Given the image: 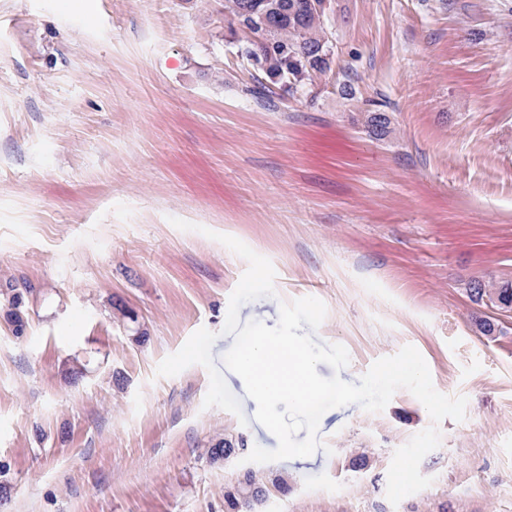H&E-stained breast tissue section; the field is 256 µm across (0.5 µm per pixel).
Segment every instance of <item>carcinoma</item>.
<instances>
[{"instance_id":"1","label":"carcinoma","mask_w":512,"mask_h":512,"mask_svg":"<svg viewBox=\"0 0 512 512\" xmlns=\"http://www.w3.org/2000/svg\"><path fill=\"white\" fill-rule=\"evenodd\" d=\"M325 13L324 0H224L231 32L250 33L242 41L240 55L255 60L267 82L290 89L330 68V59L326 58L330 40L324 26ZM365 124L378 139L390 133V117L381 108L368 112ZM466 290L476 303L486 300L500 311H512V284L473 280ZM0 296L8 305L7 318L14 334L23 335L28 322L23 293L8 283L0 289ZM240 453L241 448L224 439L204 449L202 457L214 464ZM267 494L263 480L247 469L238 474L224 500L233 512H261Z\"/></svg>"}]
</instances>
